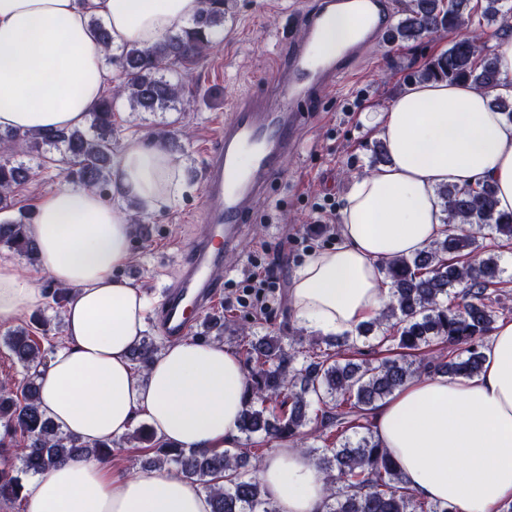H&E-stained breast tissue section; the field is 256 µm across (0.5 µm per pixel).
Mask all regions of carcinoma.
Wrapping results in <instances>:
<instances>
[{"instance_id": "carcinoma-1", "label": "carcinoma", "mask_w": 512, "mask_h": 512, "mask_svg": "<svg viewBox=\"0 0 512 512\" xmlns=\"http://www.w3.org/2000/svg\"><path fill=\"white\" fill-rule=\"evenodd\" d=\"M466 0H410L405 18L390 40L405 44L435 33L466 28ZM228 0H201L188 24L149 48L135 44L112 47V34L92 16L90 33L102 48L108 67L118 71L119 84L88 112L89 130L0 133V243L33 264L38 249L28 234L31 212L18 209V189L38 177L46 151L56 150L60 162L80 185L101 194L112 187V157L117 126L115 111L124 99L130 110L165 112L184 105L181 72L191 69L216 45L224 30ZM487 25L500 35L512 7L504 0H478ZM482 34L456 40L447 51L419 70L422 80L463 81L478 89L501 84L493 59L484 55ZM36 152L30 162L15 160L10 145ZM448 234L422 252L385 265L388 299L376 315L356 327V336H331L283 345L277 336H244L241 351L247 371L248 404L239 430L253 447L272 439L294 448L306 447L312 435L331 437L312 457L324 476L329 496L324 512H453L446 503L428 501L405 483L400 468L373 433L371 411L377 403L409 381L424 376H474L482 368V347L498 317L501 300L496 286L504 283L501 257L486 254L480 240L486 232L512 245V214L496 208L495 191L486 183L464 189L452 185L438 191ZM5 345L26 368L41 363L40 345L26 329L9 333ZM336 351L331 352L329 348ZM364 356L359 362L345 351ZM157 347L142 341L131 360L148 368ZM39 387L32 375L11 388L0 386V449L21 461V473L0 470V499L22 498L21 475H37L64 458L83 454L105 459L114 442L89 447L61 433L39 411ZM127 441L152 454L151 463L173 465L176 472L200 482L210 498L211 512H281L262 491L254 473L263 456L228 449L210 453L170 447L147 425Z\"/></svg>"}]
</instances>
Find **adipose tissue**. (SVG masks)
<instances>
[{"label": "adipose tissue", "instance_id": "adipose-tissue-1", "mask_svg": "<svg viewBox=\"0 0 512 512\" xmlns=\"http://www.w3.org/2000/svg\"><path fill=\"white\" fill-rule=\"evenodd\" d=\"M199 0H0V132L81 125L111 72L88 21L99 16L114 44L150 46L185 26ZM490 92L469 84L407 87L364 121L389 161L355 177L340 211L338 243L293 273L295 322L323 336L353 334L387 296L384 264L412 256L448 230L441 187L490 183L512 212V122ZM115 202L64 184L41 196L29 226L42 273L68 288L64 344L40 376V410L87 445L124 435L144 417L163 442L194 451L230 448L245 408L246 375L224 346L186 339L167 346L138 376L130 350L142 335L146 297L117 278L130 257L124 202L140 213L175 207L185 182L171 153L124 142ZM38 280L0 260V322L42 308ZM474 377H422L374 411L373 430L408 486L457 512H499L512 503V321L494 325ZM258 479L282 512H322L327 489L297 448L265 455ZM29 512H211L190 479L160 468L132 473L76 456L26 486Z\"/></svg>", "mask_w": 512, "mask_h": 512}]
</instances>
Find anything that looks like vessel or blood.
<instances>
[{
    "instance_id": "b4317fda",
    "label": "vessel or blood",
    "mask_w": 512,
    "mask_h": 512,
    "mask_svg": "<svg viewBox=\"0 0 512 512\" xmlns=\"http://www.w3.org/2000/svg\"><path fill=\"white\" fill-rule=\"evenodd\" d=\"M340 9L352 13L357 35L338 49L320 50L325 24ZM393 20L390 0H315L291 9L296 34L273 57L269 90L232 102L208 152L206 231L180 258L164 294L159 315L164 336L190 335L213 308L224 284L225 252L238 247L256 203L301 148L303 105L352 77L367 50L387 39Z\"/></svg>"
}]
</instances>
